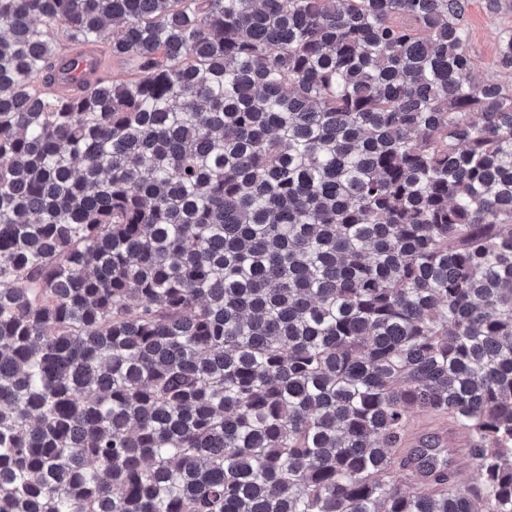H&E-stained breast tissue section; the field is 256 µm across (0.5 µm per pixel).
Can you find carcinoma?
Segmentation results:
<instances>
[{
    "mask_svg": "<svg viewBox=\"0 0 512 512\" xmlns=\"http://www.w3.org/2000/svg\"><path fill=\"white\" fill-rule=\"evenodd\" d=\"M468 7L0 0V512H512V88ZM416 435L420 436L429 432H439L447 442L448 448L453 450L454 466L460 472L461 477L469 475V448L468 437L460 430L452 429L448 422L432 421L426 417L418 419L416 424Z\"/></svg>",
    "mask_w": 512,
    "mask_h": 512,
    "instance_id": "1",
    "label": "carcinoma"
}]
</instances>
